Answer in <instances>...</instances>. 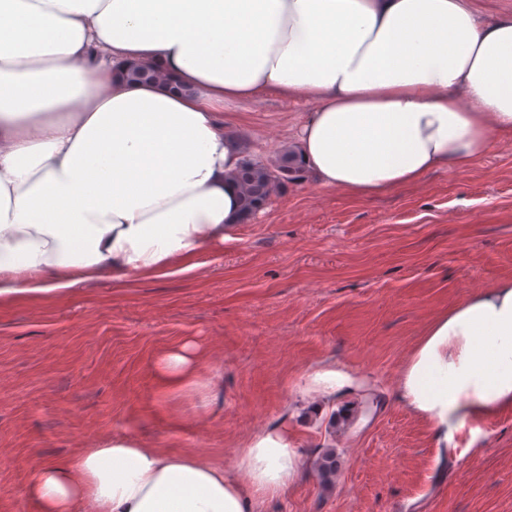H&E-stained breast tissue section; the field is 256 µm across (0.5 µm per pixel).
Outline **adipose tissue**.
<instances>
[{"label":"adipose tissue","instance_id":"obj_1","mask_svg":"<svg viewBox=\"0 0 512 512\" xmlns=\"http://www.w3.org/2000/svg\"><path fill=\"white\" fill-rule=\"evenodd\" d=\"M158 73L131 83L129 65ZM312 103L307 170L355 199L470 168L512 140V11L474 0H0V305L89 282L190 274L241 222L242 141L224 107ZM172 390L220 398L191 345ZM398 396L445 437L512 407V280L429 326ZM287 428L238 475L126 433L40 467L37 512H257L300 473Z\"/></svg>","mask_w":512,"mask_h":512}]
</instances>
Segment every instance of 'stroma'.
Masks as SVG:
<instances>
[{
    "mask_svg": "<svg viewBox=\"0 0 512 512\" xmlns=\"http://www.w3.org/2000/svg\"><path fill=\"white\" fill-rule=\"evenodd\" d=\"M310 104L275 92L225 108L265 161ZM512 279V142L464 171L358 200L313 177L281 186L194 274L98 282L0 306V512H36V469L130 433L177 443L236 472L263 429L288 427L300 478L262 512H512V408L438 437L397 397L433 320ZM193 345L223 405L195 414L156 361ZM333 365L351 381L322 412L307 391ZM335 450L321 482L314 461Z\"/></svg>",
    "mask_w": 512,
    "mask_h": 512,
    "instance_id": "1",
    "label": "stroma"
}]
</instances>
